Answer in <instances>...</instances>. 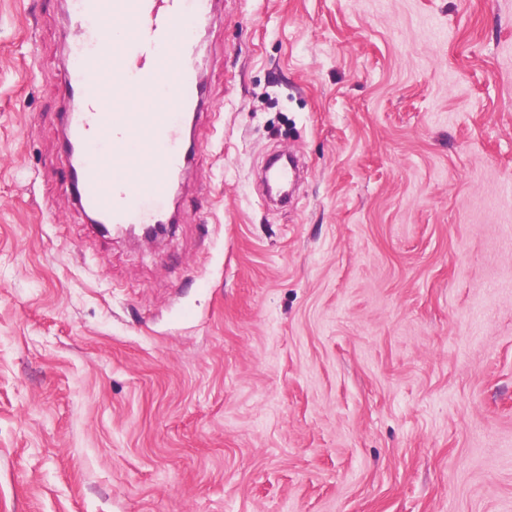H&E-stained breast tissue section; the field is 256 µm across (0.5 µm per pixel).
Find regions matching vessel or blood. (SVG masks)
<instances>
[{
	"instance_id": "vessel-or-blood-1",
	"label": "vessel or blood",
	"mask_w": 512,
	"mask_h": 512,
	"mask_svg": "<svg viewBox=\"0 0 512 512\" xmlns=\"http://www.w3.org/2000/svg\"><path fill=\"white\" fill-rule=\"evenodd\" d=\"M69 9L76 35L63 74L78 104L64 124L78 148L69 160L78 204L103 231L167 223L169 180L188 157L184 116L204 84L185 31L210 21L215 0H69Z\"/></svg>"
}]
</instances>
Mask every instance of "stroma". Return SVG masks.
<instances>
[{
    "instance_id": "1",
    "label": "stroma",
    "mask_w": 512,
    "mask_h": 512,
    "mask_svg": "<svg viewBox=\"0 0 512 512\" xmlns=\"http://www.w3.org/2000/svg\"><path fill=\"white\" fill-rule=\"evenodd\" d=\"M71 40L0 0V512H512V0H219L155 242L72 201Z\"/></svg>"
}]
</instances>
